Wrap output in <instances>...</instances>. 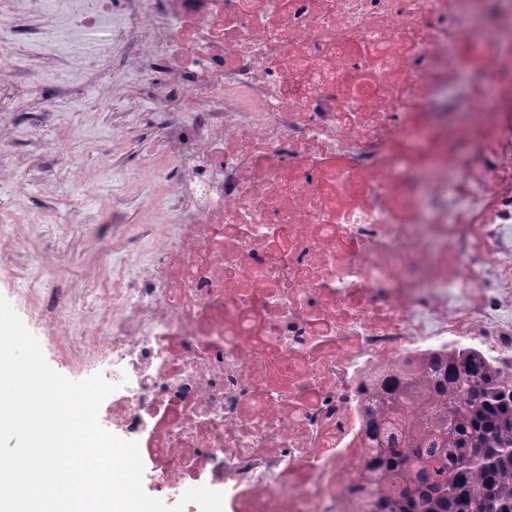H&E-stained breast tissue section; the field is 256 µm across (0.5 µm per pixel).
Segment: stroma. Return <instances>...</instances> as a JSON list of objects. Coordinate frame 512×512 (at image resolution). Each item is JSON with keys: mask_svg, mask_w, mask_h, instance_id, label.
Segmentation results:
<instances>
[{"mask_svg": "<svg viewBox=\"0 0 512 512\" xmlns=\"http://www.w3.org/2000/svg\"><path fill=\"white\" fill-rule=\"evenodd\" d=\"M53 49L50 43L23 40L12 59L19 77L6 96L22 105L24 113L0 124V145L17 155L35 148H53L55 168L48 187L34 181L21 190L14 180L0 177V226L14 242L12 251L0 258V295L27 319V327L39 337L48 364L76 381L79 373L65 365L42 328L28 320L22 290L33 278L46 288L61 281L70 286L80 283L84 267L112 240L108 228L102 229L100 240L88 235L104 204L121 207L128 224L138 229L141 237L153 234L137 193L114 184L112 166L121 164L132 176L144 168L141 140L147 130L136 126L135 120L138 112L162 111L163 103L142 95L128 102L116 101L106 86L90 89L81 77L67 75L60 61L37 73L27 69L28 60L49 57ZM37 82L43 94L32 93L31 86ZM73 164L89 176L91 193L79 194L71 184L69 167ZM29 210L40 212L43 223H25L23 215Z\"/></svg>", "mask_w": 512, "mask_h": 512, "instance_id": "stroma-1", "label": "stroma"}]
</instances>
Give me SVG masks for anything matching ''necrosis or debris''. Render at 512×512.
Wrapping results in <instances>:
<instances>
[{"label": "necrosis or debris", "mask_w": 512, "mask_h": 512, "mask_svg": "<svg viewBox=\"0 0 512 512\" xmlns=\"http://www.w3.org/2000/svg\"><path fill=\"white\" fill-rule=\"evenodd\" d=\"M70 64H148L163 132L149 253L112 238L31 289L64 360L114 390L151 491L225 512H367L384 387L449 353L512 378V0H23Z\"/></svg>", "instance_id": "4bbe7bcc"}]
</instances>
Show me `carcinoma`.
I'll return each mask as SVG.
<instances>
[{
    "label": "carcinoma",
    "instance_id": "cac0c4a2",
    "mask_svg": "<svg viewBox=\"0 0 512 512\" xmlns=\"http://www.w3.org/2000/svg\"><path fill=\"white\" fill-rule=\"evenodd\" d=\"M395 395L378 418L398 412L413 428L379 447L398 492L377 493L372 512H512V383L457 354Z\"/></svg>",
    "mask_w": 512,
    "mask_h": 512
}]
</instances>
